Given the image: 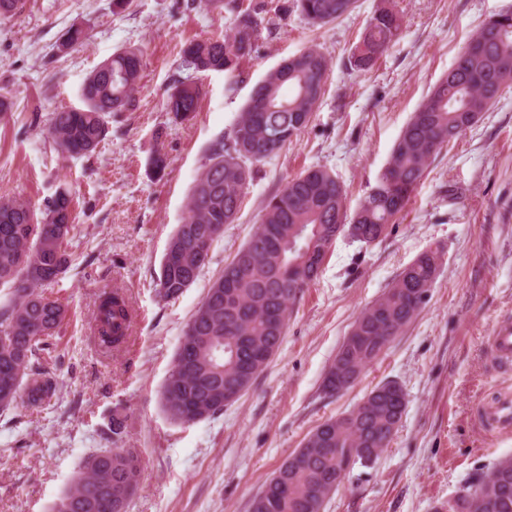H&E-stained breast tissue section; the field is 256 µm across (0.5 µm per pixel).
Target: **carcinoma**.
<instances>
[{"mask_svg":"<svg viewBox=\"0 0 512 512\" xmlns=\"http://www.w3.org/2000/svg\"><path fill=\"white\" fill-rule=\"evenodd\" d=\"M357 0H293L313 26L354 11ZM211 12L229 13L224 38L191 42L182 64L195 72L235 76L255 52L259 26L271 12L287 15L288 0H197ZM400 17L391 9L368 21L354 64L372 67L397 39ZM144 52L126 48L98 66L81 89L82 106L53 113L50 132L64 157L92 154L112 116L135 107ZM329 59L309 46L270 70L253 88L228 137L214 140L208 163L194 184L188 216L170 237L157 293L179 298L208 262L206 242L217 228L237 220L253 180V166L297 138L316 112ZM512 87V12L483 20L448 73L440 78L402 129L378 184L348 212L346 191L326 168L289 180L263 209L260 224L224 266L187 323L161 401L175 423L188 424L224 412V401L241 397L280 349L291 305L314 282L341 234L370 245L383 240L429 165ZM200 90L177 80L166 109L184 119L196 111ZM74 229L72 198L59 190L38 210L19 199H0V411L24 399L44 410L57 392L48 355L65 306L40 291L70 266L65 242ZM441 255L426 251L355 320L325 372L322 391L334 396L354 386L414 321L435 283ZM128 305L118 289L103 288L95 321L107 349L126 337ZM395 381L375 387L349 412L317 425L253 498L251 512H322L353 465L368 466L389 446L406 409ZM138 456L129 448L92 454L56 512H125L138 488ZM448 512H512V457L499 459L474 486L448 501Z\"/></svg>","mask_w":512,"mask_h":512,"instance_id":"obj_1","label":"carcinoma"}]
</instances>
